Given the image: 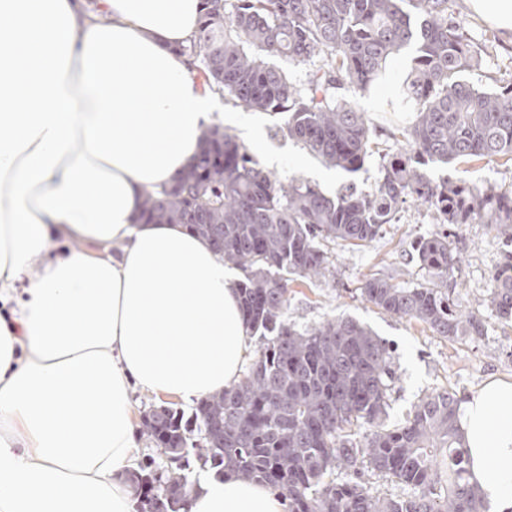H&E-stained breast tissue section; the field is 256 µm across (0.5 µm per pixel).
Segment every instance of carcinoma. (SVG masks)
Listing matches in <instances>:
<instances>
[{"instance_id":"carcinoma-1","label":"carcinoma","mask_w":512,"mask_h":512,"mask_svg":"<svg viewBox=\"0 0 512 512\" xmlns=\"http://www.w3.org/2000/svg\"><path fill=\"white\" fill-rule=\"evenodd\" d=\"M198 31L181 53L204 83L236 107L285 115L280 131L329 168L359 172L380 156L381 178L363 193L348 183L336 197L261 169L234 135L206 129L193 172L180 188L146 195L141 218L184 224L245 279L246 324L267 338L242 384L198 402L144 412L141 432L154 454L127 474L140 512L153 485L170 486L166 512H188L200 491L194 472L231 473L268 485L288 512H487L458 426L460 399L449 390L420 398L388 424L392 350L351 317L299 329L285 317L288 275L319 278L332 266L325 241L371 242L403 205L432 212L438 230L417 245L431 274L403 288L372 277L363 298L445 338L482 336L485 325L449 287L458 263L450 224H486L503 241L502 261L479 304L512 319V192L463 180L431 179L423 166L506 157L512 161V84L480 90L464 74L483 63L454 0H203ZM411 48L407 98L416 115L398 152L379 148L366 113L336 90L370 87L388 61ZM307 67L300 84L267 63ZM372 471L401 485L393 495L341 473Z\"/></svg>"}]
</instances>
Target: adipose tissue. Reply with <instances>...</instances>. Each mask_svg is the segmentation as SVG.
I'll return each mask as SVG.
<instances>
[{
	"instance_id": "adipose-tissue-1",
	"label": "adipose tissue",
	"mask_w": 512,
	"mask_h": 512,
	"mask_svg": "<svg viewBox=\"0 0 512 512\" xmlns=\"http://www.w3.org/2000/svg\"><path fill=\"white\" fill-rule=\"evenodd\" d=\"M202 0H0V512H130L136 395L204 399L251 356L237 270L140 221L214 125L180 50ZM470 479L512 512V381L458 409ZM190 512H285L206 481Z\"/></svg>"
}]
</instances>
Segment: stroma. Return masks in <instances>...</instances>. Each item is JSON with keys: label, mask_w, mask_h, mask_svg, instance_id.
<instances>
[{"label": "stroma", "mask_w": 512, "mask_h": 512, "mask_svg": "<svg viewBox=\"0 0 512 512\" xmlns=\"http://www.w3.org/2000/svg\"><path fill=\"white\" fill-rule=\"evenodd\" d=\"M454 7L471 41L489 47L481 68L467 72V81L481 89L511 83L512 38L470 10L466 0H456ZM411 56L407 50L392 59L368 90L344 91L379 130L388 132L406 127L414 118L403 98ZM283 122L280 115L246 110L229 103L224 106V129L248 147L254 141H261L264 150L255 159L277 177L309 182L330 197L350 179L366 191L377 184L378 156L369 157L355 177H348L323 166L301 143L282 136L278 128ZM427 171L434 179L447 177L512 189V161L504 158L475 159L446 167L432 164ZM433 229V219L425 207L405 204L398 222L383 225L375 240L358 246L331 245L333 268L325 278L307 280L296 276L288 282L287 317L297 328L349 316L370 327L393 347L396 378L390 392V420L394 423L403 419L412 404L432 391L447 389L464 398L489 381H512V320L501 319L477 304L491 271L502 257V245L486 225L448 227L460 256L454 272L457 291L463 306L475 311L485 323L484 335L449 340L419 322L384 313L362 298L360 288L371 277H385L401 287L428 282L429 273L418 262L415 246Z\"/></svg>", "instance_id": "1"}]
</instances>
